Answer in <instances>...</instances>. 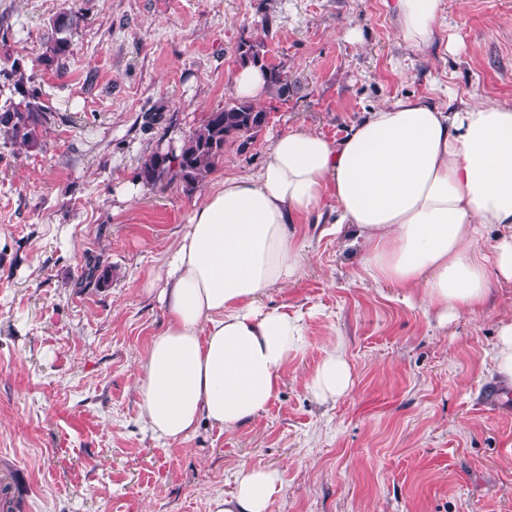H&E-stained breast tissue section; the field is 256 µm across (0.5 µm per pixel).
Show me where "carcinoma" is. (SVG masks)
<instances>
[{
	"instance_id": "cac0c4a2",
	"label": "carcinoma",
	"mask_w": 512,
	"mask_h": 512,
	"mask_svg": "<svg viewBox=\"0 0 512 512\" xmlns=\"http://www.w3.org/2000/svg\"><path fill=\"white\" fill-rule=\"evenodd\" d=\"M79 17L73 12L59 14L54 23V35L48 42L44 61L50 66L70 53V40L65 33L78 26ZM236 62L265 71L269 98L286 102L295 92L293 83L283 68L268 63L264 43L256 39L240 41ZM5 86L10 96L0 107V131L13 143L27 149L41 146L40 129L44 120L41 94L31 85V77L14 67L5 74ZM268 113L252 102L231 98L208 113L181 140L179 149L155 150L144 156L136 178L147 186L179 181L188 192L208 176L224 159L226 147L235 145L243 151L257 138L267 124Z\"/></svg>"
}]
</instances>
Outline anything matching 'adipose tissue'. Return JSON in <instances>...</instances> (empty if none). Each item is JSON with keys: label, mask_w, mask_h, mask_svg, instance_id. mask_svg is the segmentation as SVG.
Returning a JSON list of instances; mask_svg holds the SVG:
<instances>
[{"label": "adipose tissue", "mask_w": 512, "mask_h": 512, "mask_svg": "<svg viewBox=\"0 0 512 512\" xmlns=\"http://www.w3.org/2000/svg\"><path fill=\"white\" fill-rule=\"evenodd\" d=\"M392 9L408 46L438 40L444 0H394ZM329 199V231L361 251L365 276L442 315L481 308L490 278L512 283V102L449 107L405 96L372 108L338 141L281 132L256 176L225 178L195 203L155 277L167 322L140 364L158 438L185 440L203 421L233 432L278 394L304 327L258 300L295 279L291 226ZM351 385L336 347L306 381L322 401ZM282 487L278 469L242 468L216 512H269Z\"/></svg>", "instance_id": "obj_1"}]
</instances>
